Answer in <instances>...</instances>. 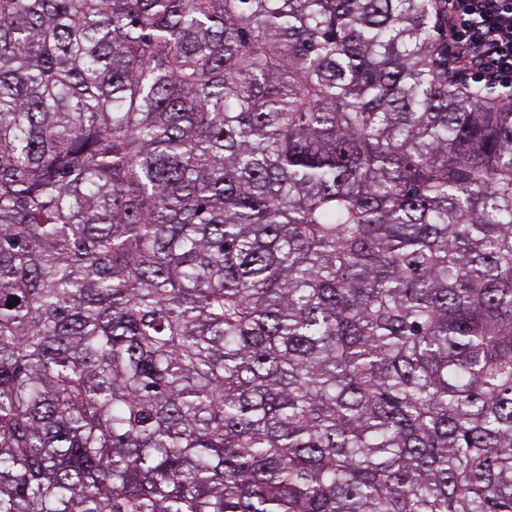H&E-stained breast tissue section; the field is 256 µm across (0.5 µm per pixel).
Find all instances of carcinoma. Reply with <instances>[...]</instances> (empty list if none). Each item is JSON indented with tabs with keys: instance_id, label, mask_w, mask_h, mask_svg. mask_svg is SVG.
Masks as SVG:
<instances>
[{
	"instance_id": "obj_1",
	"label": "carcinoma",
	"mask_w": 512,
	"mask_h": 512,
	"mask_svg": "<svg viewBox=\"0 0 512 512\" xmlns=\"http://www.w3.org/2000/svg\"><path fill=\"white\" fill-rule=\"evenodd\" d=\"M442 0H0V512H512V101Z\"/></svg>"
}]
</instances>
